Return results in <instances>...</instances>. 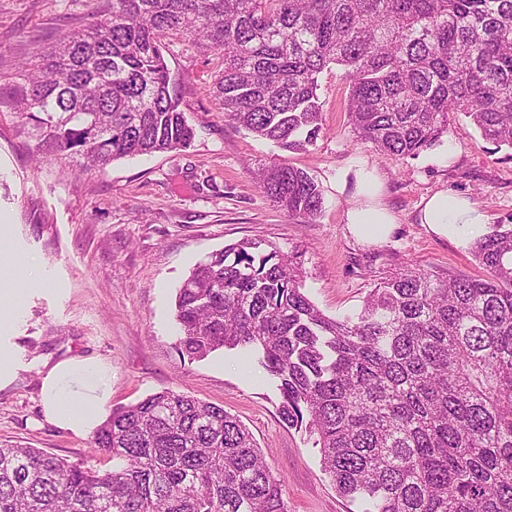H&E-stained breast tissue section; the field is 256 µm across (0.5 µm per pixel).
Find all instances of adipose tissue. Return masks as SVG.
Here are the masks:
<instances>
[{
	"label": "adipose tissue",
	"mask_w": 512,
	"mask_h": 512,
	"mask_svg": "<svg viewBox=\"0 0 512 512\" xmlns=\"http://www.w3.org/2000/svg\"><path fill=\"white\" fill-rule=\"evenodd\" d=\"M379 187L375 173L360 172V202L347 212L350 232L368 243L385 240L393 224L390 213L374 201ZM420 221L438 236L454 234L472 241L481 235L486 219L469 199L439 191L424 202ZM41 394L49 419L60 427L86 434L100 424L112 397V372L95 358L76 355L45 366Z\"/></svg>",
	"instance_id": "obj_1"
}]
</instances>
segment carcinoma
I'll list each match as a JSON object with an SVG mask.
<instances>
[{"label":"carcinoma","mask_w":512,"mask_h":512,"mask_svg":"<svg viewBox=\"0 0 512 512\" xmlns=\"http://www.w3.org/2000/svg\"><path fill=\"white\" fill-rule=\"evenodd\" d=\"M170 31L221 56L224 119L284 151L322 132L331 64L356 141L383 154L418 157L459 113L512 149V0H108L21 70L13 99L40 147L98 169L189 147ZM254 178L288 216L320 214L305 171L272 163ZM472 251L482 277L402 268L359 314L332 318L303 292L298 253L229 244L177 290L178 349L261 348L282 419L308 422L323 471L365 512H512V225ZM91 444L81 462L0 444V512H288L247 428L190 395L117 407Z\"/></svg>","instance_id":"carcinoma-1"}]
</instances>
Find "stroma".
Here are the masks:
<instances>
[{"label": "stroma", "instance_id": "obj_1", "mask_svg": "<svg viewBox=\"0 0 512 512\" xmlns=\"http://www.w3.org/2000/svg\"><path fill=\"white\" fill-rule=\"evenodd\" d=\"M107 0H0V253L36 260L48 275L30 292L11 344L23 367L0 390V442H21L77 461L90 435L49 422L41 406L43 362L90 356L112 367V404L170 388L224 407L252 433L285 484L288 512H363L340 498L324 474L315 438L279 415L278 379L255 349L203 360L177 348L176 290L193 267L226 244L252 239L299 251L306 295L327 316L360 312L380 278L406 265L481 274L470 248L418 221L422 202L446 190L467 197L488 224H512V148L483 140L465 116L417 158L379 154L355 141L347 122L349 87L341 67L319 76L324 130L289 152L225 122L209 89L222 59L179 34L163 39L180 78L195 137L190 148L81 170L70 157L37 151L30 120L11 93L23 64H36L59 35L101 14ZM282 160L322 191L315 221L301 223L257 188V166ZM374 171L395 224L379 244L358 242L345 222L359 200L358 171Z\"/></svg>", "mask_w": 512, "mask_h": 512}]
</instances>
